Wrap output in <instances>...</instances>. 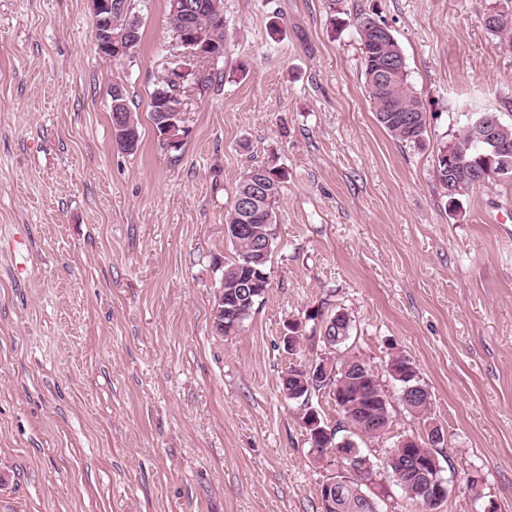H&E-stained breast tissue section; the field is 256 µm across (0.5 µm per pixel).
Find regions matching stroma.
Returning a JSON list of instances; mask_svg holds the SVG:
<instances>
[{
  "label": "stroma",
  "instance_id": "stroma-1",
  "mask_svg": "<svg viewBox=\"0 0 512 512\" xmlns=\"http://www.w3.org/2000/svg\"><path fill=\"white\" fill-rule=\"evenodd\" d=\"M512 0H224L221 85L190 93L179 149L149 96L184 52L167 0H127L135 53L92 41L90 0H0V512H320L343 471L309 453L289 366L331 354L320 314L352 319L338 359L377 374L392 426L356 436L380 463L440 427L442 512H512V184L449 207L440 144L482 112L512 123V43L485 28ZM384 23L427 112L394 140L364 88L356 18ZM122 83L140 147L112 138ZM287 173L270 286L238 332L214 295L234 248L224 213L253 166ZM305 334L283 343L287 321ZM411 359L430 390L412 417L387 374ZM476 478L475 491L466 488Z\"/></svg>",
  "mask_w": 512,
  "mask_h": 512
}]
</instances>
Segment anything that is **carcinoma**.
Here are the masks:
<instances>
[{"mask_svg":"<svg viewBox=\"0 0 512 512\" xmlns=\"http://www.w3.org/2000/svg\"><path fill=\"white\" fill-rule=\"evenodd\" d=\"M195 9L184 19L169 15L173 27L183 24L198 28L208 38L207 47L212 52L227 50L228 35L224 29V17L216 7L215 0H192ZM113 18L116 23L112 34L133 33L132 46L135 50L141 41V22L132 15L126 0H112ZM486 29L502 41L512 43V10H500L493 6L485 13ZM356 32L362 50V65L365 88L374 109L377 121L396 140L405 144L418 145L426 133V112L422 99L413 91L408 80L406 64H401L391 76L387 86L377 80L380 63L403 57L402 50L391 33L382 29V23L368 14L356 18ZM218 72L213 66H203V70L191 78V83L203 90L209 89ZM176 104L173 88L167 80H159L150 93V115L156 119L158 112ZM112 111L126 114L129 127L139 130L137 118L127 104L126 90L120 83L112 84ZM475 122H469L464 130L451 142L443 143L437 152L435 176L445 188L451 183L467 177H479V186H496L500 183H512V123L499 121L498 141L500 151L492 153L483 143L474 139ZM462 154L471 161L465 173L453 174L448 168V158L444 154ZM286 178L284 170L275 166L257 165L248 169L239 179L232 204L224 214V226L233 224H251L258 234L244 235L232 241L235 257L224 263V291L230 295L227 303H214L213 312L216 331L225 334L224 323L228 319L217 309L226 307L237 309L240 320H245L252 312L256 302L263 294L252 288L254 278L264 274L262 281L269 282L267 264L275 240L276 215L273 204L279 194L280 185ZM350 318L337 314L324 325V336L333 346L344 344L350 337ZM410 359L395 356L388 360L386 370L391 379L404 384L402 376L407 371ZM334 385L342 400L336 401L345 423L354 420L361 422L360 430L366 435L379 437L382 430L391 426L389 402L382 385L375 374L358 360L344 359L340 362L332 383L322 380H310L302 370V365L288 369V378L281 379L283 393H299L297 399L305 400L323 388ZM433 432L427 433V439L420 440L421 447L415 449L418 460L430 467L439 461ZM364 488L360 481L346 480V486L336 503L334 512H371L364 503Z\"/></svg>","mask_w":512,"mask_h":512,"instance_id":"obj_1","label":"carcinoma"}]
</instances>
